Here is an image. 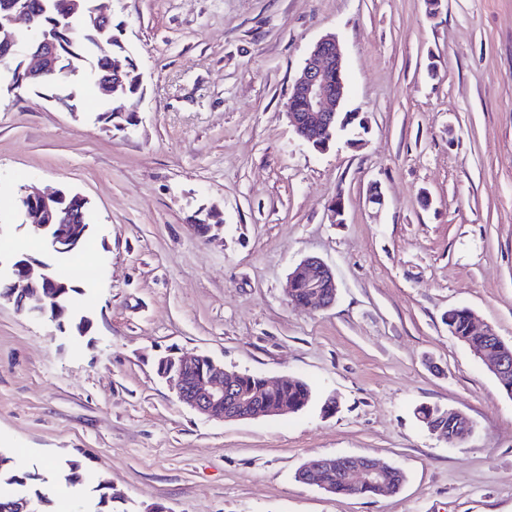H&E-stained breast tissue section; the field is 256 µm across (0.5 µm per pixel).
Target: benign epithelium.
Returning a JSON list of instances; mask_svg holds the SVG:
<instances>
[{
	"instance_id": "7a95c632",
	"label": "benign epithelium",
	"mask_w": 512,
	"mask_h": 512,
	"mask_svg": "<svg viewBox=\"0 0 512 512\" xmlns=\"http://www.w3.org/2000/svg\"><path fill=\"white\" fill-rule=\"evenodd\" d=\"M22 21L26 30L36 27L35 19L25 7H18L7 15V25L0 26L3 43L17 58L32 57L35 66L26 69L30 78L43 75L57 55V42L48 37L35 41H20L15 24ZM346 96L345 63L339 41L334 34L321 38L312 48L303 67L295 78L287 103V118L295 133L313 148H328L336 130L344 127L347 118L341 117L338 107ZM25 200L30 202L26 215L32 219L30 232H46L43 243L53 251H60L72 240L73 225L82 217L85 197L72 194L71 204L65 210L58 205L66 198L59 191L44 192L33 184L25 187ZM303 286L313 293L305 308L327 309L335 301L338 285L334 273L322 260L309 257L288 278L285 290L290 304L296 303V288ZM60 287L48 265L29 256L18 257L11 266L10 276L0 282V301L13 303L20 310L39 315L46 312V302L53 289ZM471 333L487 337L496 344L495 354L482 351L476 354L498 378L504 390L512 395V360L503 354L506 347L496 331L480 324L474 313H469ZM158 374L175 390L178 400L190 409L217 421H235L257 415H282L288 409L275 404L268 396L258 397L244 392L242 374L224 368V364L205 354L182 353L165 356L158 361ZM453 427L444 430L434 425L429 431L438 438L454 443L467 438L473 431L472 422L461 412L451 411ZM345 462L343 480L352 495L367 490L377 494L387 491L382 468L364 456H335L316 458L302 468L304 477L322 468Z\"/></svg>"
}]
</instances>
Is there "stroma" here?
Here are the masks:
<instances>
[{
  "label": "stroma",
  "instance_id": "1",
  "mask_svg": "<svg viewBox=\"0 0 512 512\" xmlns=\"http://www.w3.org/2000/svg\"><path fill=\"white\" fill-rule=\"evenodd\" d=\"M112 21L143 77L134 131L0 70V262L95 269L72 304L85 334L0 302V454L25 456L57 512L103 496L113 512H512V397L443 322L467 307L512 344V0H442L435 15L425 0H112ZM329 33L343 109L368 130L320 152L286 102ZM31 183L86 197L76 258L31 240L17 203ZM213 208L206 242L189 226ZM309 257L336 277L330 308L284 296ZM172 352L301 379L313 400L208 419L158 376ZM422 406L463 412L473 433L439 440ZM315 455L367 456L405 481L328 494L297 479ZM74 462L89 476L69 487Z\"/></svg>",
  "mask_w": 512,
  "mask_h": 512
}]
</instances>
